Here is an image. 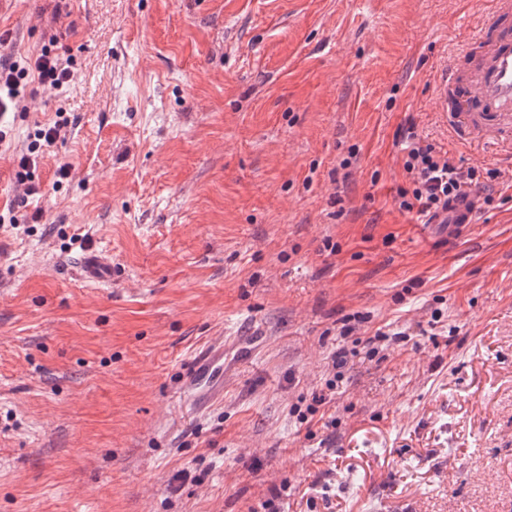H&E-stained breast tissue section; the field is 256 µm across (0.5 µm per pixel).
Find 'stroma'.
I'll use <instances>...</instances> for the list:
<instances>
[{"label": "stroma", "mask_w": 512, "mask_h": 512, "mask_svg": "<svg viewBox=\"0 0 512 512\" xmlns=\"http://www.w3.org/2000/svg\"><path fill=\"white\" fill-rule=\"evenodd\" d=\"M488 21L486 0H0L15 59L75 60L68 93L0 116V512H512V167L435 99ZM60 113L23 199L14 156ZM409 124L494 174L461 234L396 205ZM89 251L111 284L77 276ZM380 330L401 338L370 354ZM218 336L224 398L186 415L184 363Z\"/></svg>", "instance_id": "stroma-1"}]
</instances>
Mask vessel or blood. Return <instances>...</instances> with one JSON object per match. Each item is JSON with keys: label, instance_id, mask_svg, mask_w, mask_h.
Instances as JSON below:
<instances>
[{"label": "vessel or blood", "instance_id": "obj_1", "mask_svg": "<svg viewBox=\"0 0 512 512\" xmlns=\"http://www.w3.org/2000/svg\"><path fill=\"white\" fill-rule=\"evenodd\" d=\"M491 20L476 36L477 46L446 67L437 83L436 105L452 136L512 141V0H490ZM82 280L108 283L112 265L86 253L78 265ZM181 393L194 411L207 410L224 396V339L201 347L183 375Z\"/></svg>", "mask_w": 512, "mask_h": 512}]
</instances>
